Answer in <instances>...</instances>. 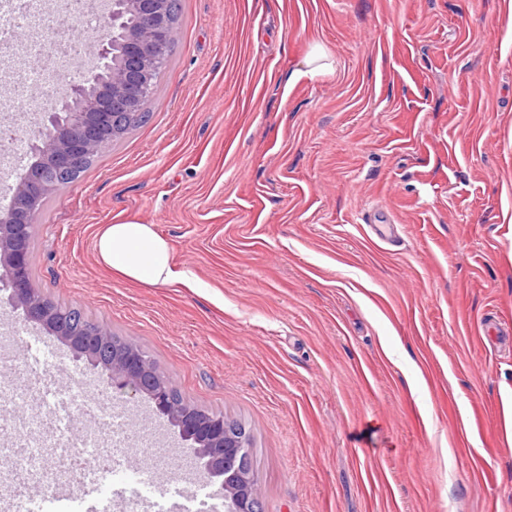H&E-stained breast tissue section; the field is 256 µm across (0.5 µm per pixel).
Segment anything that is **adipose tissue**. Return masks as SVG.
<instances>
[{"mask_svg":"<svg viewBox=\"0 0 512 512\" xmlns=\"http://www.w3.org/2000/svg\"><path fill=\"white\" fill-rule=\"evenodd\" d=\"M95 249L100 262L124 279L152 285H166L174 279L169 245L152 225H106Z\"/></svg>","mask_w":512,"mask_h":512,"instance_id":"1","label":"adipose tissue"}]
</instances>
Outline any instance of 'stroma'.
<instances>
[{
  "label": "stroma",
  "instance_id": "35a3bbf8",
  "mask_svg": "<svg viewBox=\"0 0 512 512\" xmlns=\"http://www.w3.org/2000/svg\"><path fill=\"white\" fill-rule=\"evenodd\" d=\"M180 4L149 121L46 199L34 288L245 423L264 512H512V354L474 333L512 322V0ZM382 206L393 252L365 235ZM129 222L179 282L99 261ZM11 358L0 380L98 377L48 335ZM112 400L180 451L150 401Z\"/></svg>",
  "mask_w": 512,
  "mask_h": 512
}]
</instances>
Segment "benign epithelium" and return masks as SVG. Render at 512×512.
Wrapping results in <instances>:
<instances>
[{
	"mask_svg": "<svg viewBox=\"0 0 512 512\" xmlns=\"http://www.w3.org/2000/svg\"><path fill=\"white\" fill-rule=\"evenodd\" d=\"M174 3L107 0L103 23L91 42L93 57L110 58V68L96 87L81 80H60L54 86L50 104L31 132L39 160L16 181L10 205L0 210V284L8 290L9 304L66 346L74 361L101 369L107 381L125 389L129 398H148L174 427L196 468L215 481L223 477L224 449H234L236 458L244 451L230 425L221 418L201 417L176 402L170 377L110 329L75 330L69 312L50 307L33 287L27 249L28 240L38 233L36 213L42 199L57 191L79 162L109 148L154 90L152 73L175 36ZM127 14L140 17L143 24L125 25ZM221 486L224 512H254L261 495L258 482L245 489L226 481Z\"/></svg>",
	"mask_w": 512,
	"mask_h": 512,
	"instance_id": "7a95c632",
	"label": "benign epithelium"
}]
</instances>
